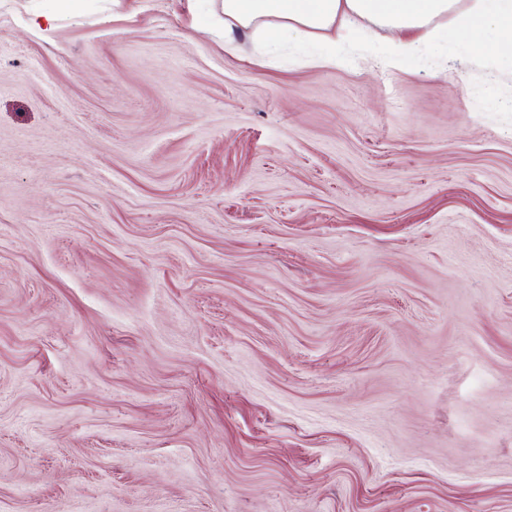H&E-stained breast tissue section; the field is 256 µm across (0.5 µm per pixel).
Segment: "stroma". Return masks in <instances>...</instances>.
Listing matches in <instances>:
<instances>
[{"instance_id": "obj_1", "label": "stroma", "mask_w": 512, "mask_h": 512, "mask_svg": "<svg viewBox=\"0 0 512 512\" xmlns=\"http://www.w3.org/2000/svg\"><path fill=\"white\" fill-rule=\"evenodd\" d=\"M307 67L218 0H0V512H512V70Z\"/></svg>"}]
</instances>
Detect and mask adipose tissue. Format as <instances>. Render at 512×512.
<instances>
[{
	"mask_svg": "<svg viewBox=\"0 0 512 512\" xmlns=\"http://www.w3.org/2000/svg\"><path fill=\"white\" fill-rule=\"evenodd\" d=\"M458 0H223L225 39L240 32L253 39L260 52L273 55L293 41L316 37L320 43L305 62L335 64L337 33L362 19L388 29L393 38L390 61L430 48L438 37L434 22L454 13ZM473 27L492 26L486 47L512 44V0H473L467 17Z\"/></svg>",
	"mask_w": 512,
	"mask_h": 512,
	"instance_id": "obj_1",
	"label": "adipose tissue"
}]
</instances>
